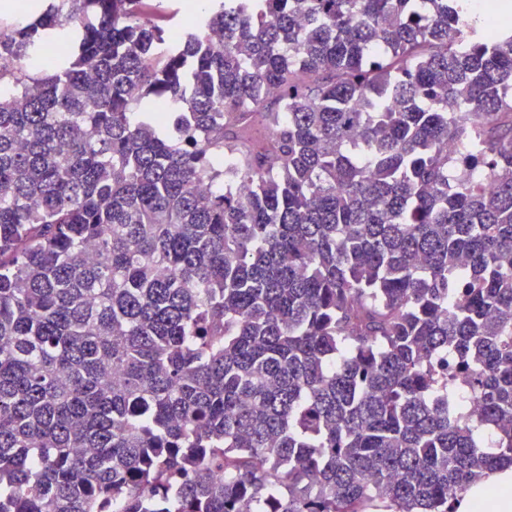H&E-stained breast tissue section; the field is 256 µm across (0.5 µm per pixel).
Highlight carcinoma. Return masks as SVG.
<instances>
[{
  "label": "carcinoma",
  "instance_id": "carcinoma-1",
  "mask_svg": "<svg viewBox=\"0 0 512 512\" xmlns=\"http://www.w3.org/2000/svg\"><path fill=\"white\" fill-rule=\"evenodd\" d=\"M181 11L0 16V512H453L512 462V27Z\"/></svg>",
  "mask_w": 512,
  "mask_h": 512
}]
</instances>
